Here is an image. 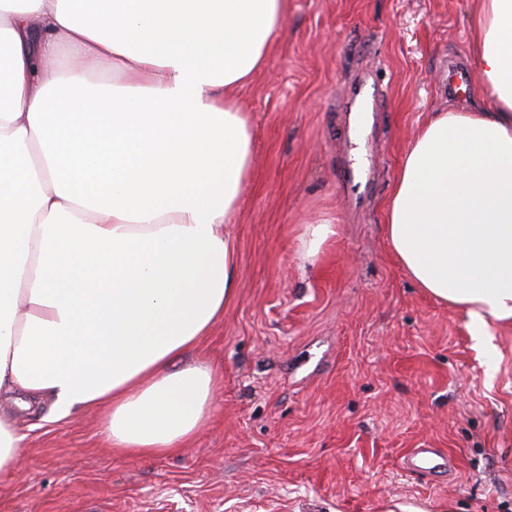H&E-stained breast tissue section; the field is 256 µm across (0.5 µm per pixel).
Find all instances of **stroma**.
<instances>
[{"instance_id":"35a3bbf8","label":"stroma","mask_w":512,"mask_h":512,"mask_svg":"<svg viewBox=\"0 0 512 512\" xmlns=\"http://www.w3.org/2000/svg\"><path fill=\"white\" fill-rule=\"evenodd\" d=\"M479 0H288L266 64L238 99L254 132L252 174L233 226L237 296L189 360L217 370V404L184 448L121 454L103 415L48 422L16 411L20 475L0 512H512V324L476 345L462 310L417 288L390 253L384 206L418 128L451 108L452 63L476 71ZM371 76L361 129L339 109ZM364 188L342 187L338 159ZM336 234L302 263L304 225ZM415 448L448 473L407 469Z\"/></svg>"}]
</instances>
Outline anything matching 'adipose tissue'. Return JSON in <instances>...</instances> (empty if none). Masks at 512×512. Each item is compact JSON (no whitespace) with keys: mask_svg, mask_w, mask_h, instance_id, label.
Wrapping results in <instances>:
<instances>
[{"mask_svg":"<svg viewBox=\"0 0 512 512\" xmlns=\"http://www.w3.org/2000/svg\"><path fill=\"white\" fill-rule=\"evenodd\" d=\"M83 2L0 0V393L53 421L98 407L112 447L165 455L214 407L213 369L179 359L237 295L236 91L287 0H99L93 23ZM471 31L490 105L420 126L385 233L481 342L512 324V0H480Z\"/></svg>","mask_w":512,"mask_h":512,"instance_id":"adipose-tissue-1","label":"adipose tissue"}]
</instances>
